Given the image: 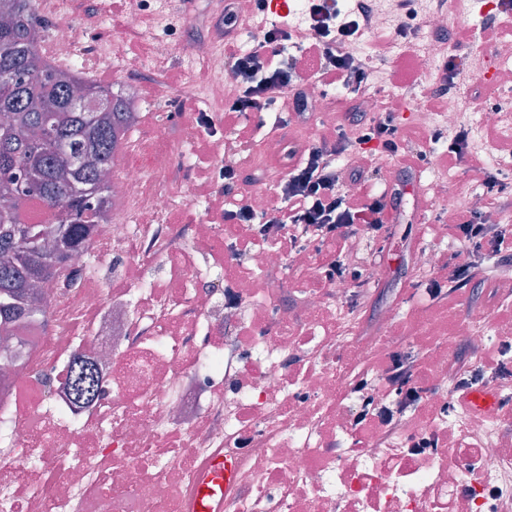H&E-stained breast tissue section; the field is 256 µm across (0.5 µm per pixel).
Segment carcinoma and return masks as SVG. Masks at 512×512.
I'll return each instance as SVG.
<instances>
[{"label": "carcinoma", "mask_w": 512, "mask_h": 512, "mask_svg": "<svg viewBox=\"0 0 512 512\" xmlns=\"http://www.w3.org/2000/svg\"><path fill=\"white\" fill-rule=\"evenodd\" d=\"M0 9V340L9 342L13 326L48 321L34 289L59 276L70 251L89 248L97 219L111 208L103 173L124 115L112 85L44 55L50 25L36 0H0ZM31 198L47 222L22 219ZM63 387L75 405L95 401L96 364L74 354Z\"/></svg>", "instance_id": "1"}]
</instances>
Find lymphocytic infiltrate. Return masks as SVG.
<instances>
[{"label": "lymphocytic infiltrate", "instance_id": "lymphocytic-infiltrate-1", "mask_svg": "<svg viewBox=\"0 0 512 512\" xmlns=\"http://www.w3.org/2000/svg\"><path fill=\"white\" fill-rule=\"evenodd\" d=\"M310 14L316 19L320 38L297 46L295 51L287 49L288 41L293 38L291 29L276 21L250 51L242 52L234 43H225L224 59L237 89L235 99L228 106L229 112L244 117L265 111L277 94L289 89L294 92V111L300 115L307 112L310 103L303 90L305 79L300 60L311 51L320 57L323 80L355 89L360 87L364 69L355 64L348 46L364 31L368 14L341 11L339 0H312ZM348 122V127H336L333 135L302 151L299 161L276 187L277 205L260 214L245 204L224 207L217 211L216 217L223 224L246 225L252 233L275 241L288 251L307 246L319 251L327 243H341L338 253L323 258L320 279L326 284L345 280L351 288L360 290L374 279L381 255L352 252L350 244L361 236L383 240L394 202L383 196L366 199L348 188L351 175L339 165L338 159L344 153L359 152L362 170L368 173L374 169L377 154L401 158L421 154L423 138L420 131L399 130L389 116L370 118L357 112L349 115ZM446 157L448 164L465 163L481 171L489 204L500 205L506 174L485 170L481 156L467 147L466 130H458L452 136ZM449 229L464 240L465 247L427 276L426 294L431 303L447 300L467 284L473 273H482L491 280L512 275V230L500 224L484 223L480 213L467 206L455 208L454 222ZM418 368L417 353L393 357L385 379L398 400L389 406L374 401L370 381L359 383L355 388L359 404L357 421L374 415L383 434L397 433L408 411L421 399V391L414 384Z\"/></svg>", "mask_w": 512, "mask_h": 512}]
</instances>
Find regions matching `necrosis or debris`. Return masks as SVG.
Returning <instances> with one entry per match:
<instances>
[{
    "mask_svg": "<svg viewBox=\"0 0 512 512\" xmlns=\"http://www.w3.org/2000/svg\"><path fill=\"white\" fill-rule=\"evenodd\" d=\"M367 40L355 58L380 73L403 41L387 37L396 0H370ZM474 0H423V32L409 45L421 62L412 89L363 87L359 110L374 111L379 94L388 107L410 105L428 126L468 132L470 148L489 165L512 172L484 131L512 136V40L495 46V108L477 104L469 76L485 55L480 40L450 58L444 34L464 22ZM458 74L439 111L421 99L442 87L444 63ZM187 88L208 103V120L235 94L228 68L214 65L204 80L185 76ZM301 126L293 141L274 132L244 146L219 137L214 158L247 168L261 182L280 180L288 145L312 142ZM124 161L111 183L112 210L101 219L89 250L68 265L73 285L45 288L48 325L27 322L15 333L34 346L0 368V512H191L211 455L235 468L224 512H494L512 501V413L448 409L454 393L448 372L460 344L468 370L482 368L489 346L512 347V321L483 310L449 323L439 308L407 318V339L421 350L423 400L400 437L379 440L372 421L353 426L354 388L372 380L375 401L395 395L382 379L385 339L395 313L367 323L352 309L347 282L323 285L320 258L287 253L239 224H174L180 204L210 209V194L190 178H174L173 152L130 128ZM191 235L211 261L194 262L173 241ZM160 262L162 281L148 279ZM241 292L230 304L225 286ZM76 353L100 370L101 394L72 405L47 372H64ZM429 447H420V440Z\"/></svg>",
    "mask_w": 512,
    "mask_h": 512,
    "instance_id": "obj_1",
    "label": "necrosis or debris"
}]
</instances>
